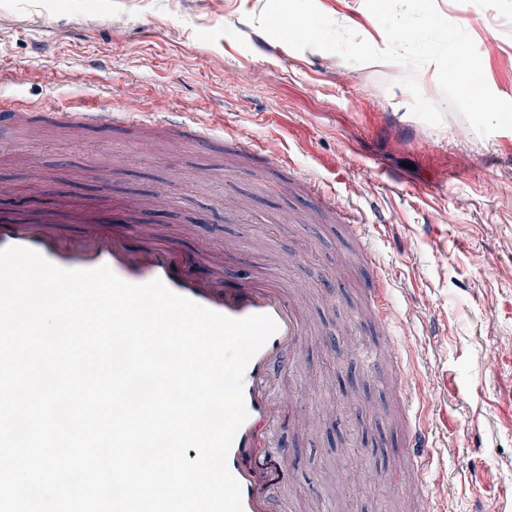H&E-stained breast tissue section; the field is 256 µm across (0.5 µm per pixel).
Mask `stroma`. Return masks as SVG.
<instances>
[{
    "label": "stroma",
    "instance_id": "35a3bbf8",
    "mask_svg": "<svg viewBox=\"0 0 512 512\" xmlns=\"http://www.w3.org/2000/svg\"><path fill=\"white\" fill-rule=\"evenodd\" d=\"M464 11L494 94L512 101V0H435ZM266 0H0V86L32 100L111 99L176 113L262 144L287 170L220 147L45 121L0 130V212L51 209L56 195L107 209L166 191L129 242L196 254L197 275L233 287L300 283L308 336L276 373L292 404L269 468L283 512H416L395 466L403 417L396 372L353 326L370 279L355 245L303 174L368 225L401 316L397 350L424 406L427 483L442 512H512V130L483 137L449 111H409L392 63L354 64L270 39ZM381 45L365 0H316ZM493 192H485V184ZM148 234H140V227ZM301 252L291 265L288 255ZM350 493L339 496L338 479Z\"/></svg>",
    "mask_w": 512,
    "mask_h": 512
}]
</instances>
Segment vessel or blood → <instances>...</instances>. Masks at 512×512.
Returning a JSON list of instances; mask_svg holds the SVG:
<instances>
[{"instance_id":"vessel-or-blood-1","label":"vessel or blood","mask_w":512,"mask_h":512,"mask_svg":"<svg viewBox=\"0 0 512 512\" xmlns=\"http://www.w3.org/2000/svg\"><path fill=\"white\" fill-rule=\"evenodd\" d=\"M44 117L80 128L102 129L112 128L121 120L126 127L160 130L189 143L207 146L214 141L212 134L200 126L177 122L132 105L117 114L106 101L63 105L54 98L45 97L39 104L31 105L21 97L0 93V127L31 124ZM74 219L88 227L85 236L77 241L63 237L59 231L62 221ZM10 247L37 251L53 264L67 269H93L105 265L119 278L133 284L158 279L170 291L229 317L270 316L277 330L247 365L244 400L248 417L233 439L228 468L241 487L243 512H281L280 504L266 493L269 475L251 469L250 462L263 451L281 421L283 403L274 397L273 372L300 346L306 333V324L292 297L268 285L217 289L210 280L191 274L194 259L188 253L163 244L141 251L129 250L123 228L93 224L90 215L77 214L74 203L66 198L59 199L54 211L48 213L31 212L17 217L0 215V249ZM390 286L384 268H377L365 298L374 329L383 337L386 352L391 354L395 351L399 319L390 302ZM396 391L406 419L407 451L401 462L410 465L414 474L406 492L418 498L420 512H435L425 492L424 477L431 461L426 450L428 432L424 411L415 405L406 383H399Z\"/></svg>"}]
</instances>
